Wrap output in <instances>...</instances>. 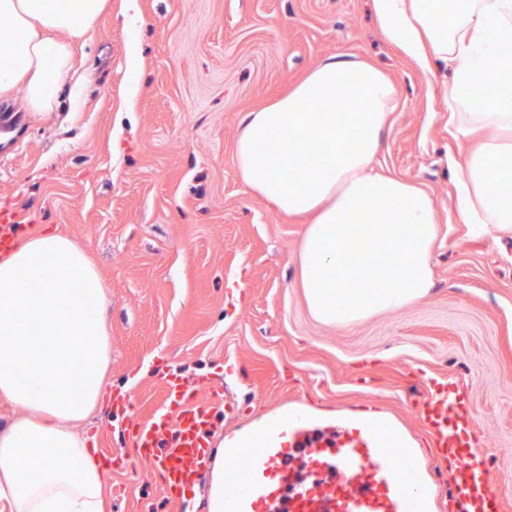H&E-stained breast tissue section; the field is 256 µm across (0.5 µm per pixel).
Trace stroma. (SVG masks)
<instances>
[{
  "instance_id": "stroma-1",
  "label": "stroma",
  "mask_w": 512,
  "mask_h": 512,
  "mask_svg": "<svg viewBox=\"0 0 512 512\" xmlns=\"http://www.w3.org/2000/svg\"><path fill=\"white\" fill-rule=\"evenodd\" d=\"M138 34L142 74L128 98ZM72 70L51 112L22 91L15 147L0 144V212L80 246L106 296L112 356L107 401L81 426L109 469L105 512H174L131 443L110 394L147 417L166 379L223 391L220 429L252 430L278 401L352 418L373 404L416 450L429 512H449L447 474L429 466L414 391L429 375L462 390L488 449L502 512H512V240L473 236L456 214L452 162L472 144L448 132V69L423 74L382 36L371 0H108L103 23L71 45ZM339 55L381 68L399 108L379 171L433 198L440 221L424 299L351 325L316 321L299 286L304 219L254 197L235 160L248 112Z\"/></svg>"
}]
</instances>
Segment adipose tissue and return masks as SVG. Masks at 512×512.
Here are the masks:
<instances>
[{"mask_svg": "<svg viewBox=\"0 0 512 512\" xmlns=\"http://www.w3.org/2000/svg\"><path fill=\"white\" fill-rule=\"evenodd\" d=\"M384 38L430 71L448 61V126L483 140L457 166L458 211L473 235L512 237V0H373ZM107 0H0V97L22 88L53 111L70 42ZM398 107L367 62L330 57L287 95L247 114L235 144L249 191L309 216L300 285L313 317L342 325L400 310L433 285V200L374 162ZM495 202H487L488 184ZM100 276L69 238L42 229L0 260V397L23 414L0 427V512H104L106 466L79 433L102 402L111 360Z\"/></svg>", "mask_w": 512, "mask_h": 512, "instance_id": "ef3b65f1", "label": "adipose tissue"}]
</instances>
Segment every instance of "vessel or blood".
<instances>
[{"label": "vessel or blood", "mask_w": 512, "mask_h": 512, "mask_svg": "<svg viewBox=\"0 0 512 512\" xmlns=\"http://www.w3.org/2000/svg\"><path fill=\"white\" fill-rule=\"evenodd\" d=\"M420 417L434 442L433 469L449 473L454 512H496L498 496L474 437L477 415L464 394L435 378L422 383ZM165 405L131 435L128 467L149 463L175 512H414L415 482L398 469L410 449L369 427L338 430L300 412L278 417L247 445L224 434V484L204 505L183 492L211 475L212 398L180 380L165 385Z\"/></svg>", "instance_id": "vessel-or-blood-1"}]
</instances>
